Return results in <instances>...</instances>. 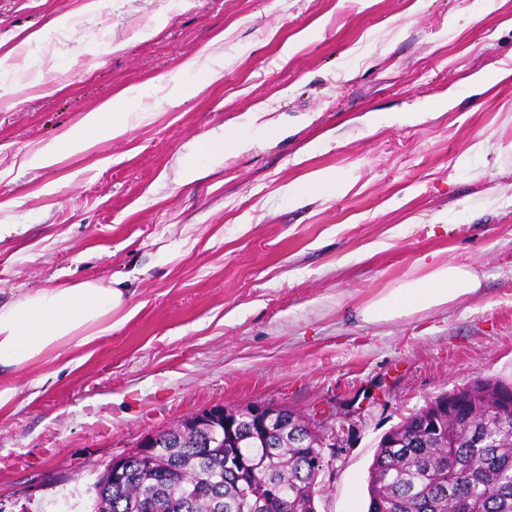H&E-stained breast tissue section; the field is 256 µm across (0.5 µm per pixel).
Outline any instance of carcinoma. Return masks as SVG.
<instances>
[{
    "mask_svg": "<svg viewBox=\"0 0 512 512\" xmlns=\"http://www.w3.org/2000/svg\"><path fill=\"white\" fill-rule=\"evenodd\" d=\"M304 446L282 427L224 413V447H197L184 423L164 430L181 448L127 456L120 483L94 485V512H316L323 437L295 411ZM368 512H512V392L490 379L456 388L409 415L378 444Z\"/></svg>",
    "mask_w": 512,
    "mask_h": 512,
    "instance_id": "carcinoma-1",
    "label": "carcinoma"
}]
</instances>
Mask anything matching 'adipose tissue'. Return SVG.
<instances>
[{
    "label": "adipose tissue",
    "mask_w": 512,
    "mask_h": 512,
    "mask_svg": "<svg viewBox=\"0 0 512 512\" xmlns=\"http://www.w3.org/2000/svg\"><path fill=\"white\" fill-rule=\"evenodd\" d=\"M144 90L127 87L120 98L86 113L55 140L36 149L23 168L53 166L86 153L105 140L149 124L140 109ZM421 275L396 281L358 311L363 322L379 324L463 301L482 286L480 273L465 262L444 261L431 253L419 257ZM129 297L120 280L86 278L20 294L0 305V375H15L36 362L90 346L125 321Z\"/></svg>",
    "instance_id": "1"
}]
</instances>
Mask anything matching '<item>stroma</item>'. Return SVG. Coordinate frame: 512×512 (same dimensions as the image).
<instances>
[{
    "label": "stroma",
    "mask_w": 512,
    "mask_h": 512,
    "mask_svg": "<svg viewBox=\"0 0 512 512\" xmlns=\"http://www.w3.org/2000/svg\"><path fill=\"white\" fill-rule=\"evenodd\" d=\"M81 2L0 0V91L9 51L43 34L39 86L0 104V304L120 278L131 315L79 366L11 377L0 512H94L97 479L147 434L269 402L336 440L316 512H367L382 436L476 379L512 386V0H104L92 17ZM199 55L224 64L200 91L182 68ZM131 85L151 91L150 124L19 169ZM228 127L248 145L210 163ZM184 161L199 174L182 184ZM320 173L347 190L294 196ZM430 252L475 263L482 288L362 322Z\"/></svg>",
    "instance_id": "1"
}]
</instances>
